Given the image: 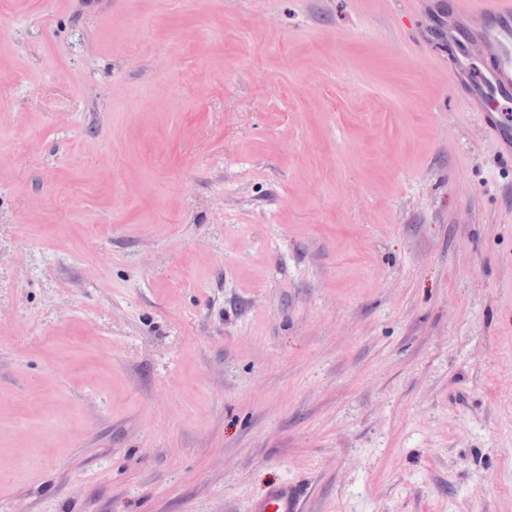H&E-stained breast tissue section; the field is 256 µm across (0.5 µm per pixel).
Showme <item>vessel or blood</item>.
I'll return each mask as SVG.
<instances>
[{
    "mask_svg": "<svg viewBox=\"0 0 512 512\" xmlns=\"http://www.w3.org/2000/svg\"><path fill=\"white\" fill-rule=\"evenodd\" d=\"M455 13L465 19L479 15L488 21L487 26L473 32L475 40L485 47L486 65L471 91L466 92L463 104L479 113L486 133L511 152L512 120L497 104L512 101V0H455ZM299 510L298 492L285 484L272 487L251 505V512Z\"/></svg>",
    "mask_w": 512,
    "mask_h": 512,
    "instance_id": "vessel-or-blood-1",
    "label": "vessel or blood"
}]
</instances>
